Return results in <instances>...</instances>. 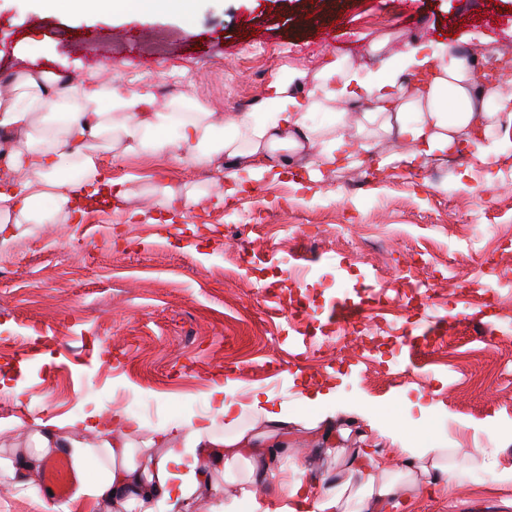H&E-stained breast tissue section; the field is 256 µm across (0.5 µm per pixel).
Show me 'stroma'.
Listing matches in <instances>:
<instances>
[{"mask_svg": "<svg viewBox=\"0 0 512 512\" xmlns=\"http://www.w3.org/2000/svg\"><path fill=\"white\" fill-rule=\"evenodd\" d=\"M386 16L411 44L462 42L479 70L512 60V31L501 25L512 20V0H199L181 18L103 14L88 21L65 10L39 19L22 0H0V81L24 67L82 77L107 58L108 75L122 89L151 85L161 103L184 94L225 120L240 102L266 101L270 83L288 69H315L331 54L364 59L378 35L373 19ZM325 27L335 29V45L320 43ZM141 32L169 35L182 57L164 61L118 39ZM256 39L289 52L273 62L249 60ZM370 146L361 166L299 186L284 176L221 204L224 176L215 167L105 154L102 176L121 182L125 201L101 196L60 234L30 224L0 247V265L12 269L0 281V369L9 384L0 391V455L29 444L31 427L12 419L30 413L108 414L137 400L160 408L140 417L145 436L189 413L212 415L209 387L231 368L237 400L268 393L294 420L278 465L302 471L309 498L357 448H377L382 467L402 468L386 441L354 432L331 451L303 426L319 411L368 404L388 426L442 430L455 450L459 476L451 488L411 498L401 512H512V488H501L492 470L476 472L468 458L478 445L511 466L512 441L502 434L477 441L462 427L512 424V353L504 350L512 343V284L490 273L497 258L512 253V163L488 165L459 152L409 172L390 160L398 145L376 138ZM160 182L184 192L205 188L211 197L172 211L149 193ZM341 182L353 191L337 193ZM242 212L260 217L268 262L228 288L223 275L235 271L236 260L225 250L227 228ZM295 224L323 231L289 237L286 228ZM340 224L386 241L389 250L356 249L337 236ZM407 251L435 277V293L419 303L398 286ZM369 287L375 298L364 307V325L381 344L377 357L349 350L329 363L289 330L286 302L294 293L305 304L302 327L325 332L335 346L333 303L360 299ZM488 293L501 305L492 318L500 350L475 332L489 319L482 305ZM441 320L456 329L442 340L424 336ZM325 386L335 388V401L311 403L310 390ZM249 471L245 463L217 468L203 498L184 501L180 512H225L232 501L237 512H276L286 504L277 478L251 484ZM247 483L249 497L240 492Z\"/></svg>", "mask_w": 512, "mask_h": 512, "instance_id": "1", "label": "stroma"}]
</instances>
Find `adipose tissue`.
Listing matches in <instances>:
<instances>
[{"label":"adipose tissue","instance_id":"1","mask_svg":"<svg viewBox=\"0 0 512 512\" xmlns=\"http://www.w3.org/2000/svg\"><path fill=\"white\" fill-rule=\"evenodd\" d=\"M49 17L67 7L75 16L154 13L182 17L195 0H31ZM368 61L329 57L315 71L291 69L274 80L271 104H258L216 121L211 112L181 99L157 106L150 86L120 91L91 74L61 80L48 70L20 71L0 90V130L12 146L7 167L12 191H0V233L24 224L68 220L74 205L100 192L97 161L118 151L163 159L185 153L195 166L226 160L224 180L233 188L278 178L306 158L309 180L325 169L363 164L368 134L378 130L409 142L397 154L407 169L427 158L467 146L481 161L512 159V79L487 84L477 79L474 58L455 44L425 46L373 41ZM315 112H331V126L312 124ZM53 213L40 210L43 199ZM214 416L191 414L136 440L135 427L121 429L97 412L70 419L34 418L30 445L17 461L0 463V476L24 487L46 512H70L68 504L46 503L36 476L44 460L65 449L75 470L96 458L92 482L78 481L75 497L88 496L110 512H175L183 499L201 496L220 463L255 462L259 476L273 473L272 449L281 447L290 421L272 398L253 393L233 398L228 386L212 382ZM405 457L407 470H384L372 448L356 449L345 472L329 480L307 512H395L402 501L438 485L450 486L457 470L448 462V439L438 431L405 435L367 419Z\"/></svg>","mask_w":512,"mask_h":512}]
</instances>
